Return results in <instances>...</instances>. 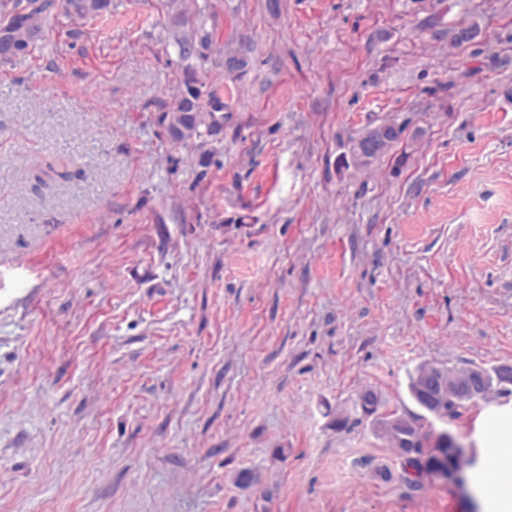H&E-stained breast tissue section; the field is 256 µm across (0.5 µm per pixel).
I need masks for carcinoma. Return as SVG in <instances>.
Listing matches in <instances>:
<instances>
[{"label":"carcinoma","instance_id":"obj_1","mask_svg":"<svg viewBox=\"0 0 512 512\" xmlns=\"http://www.w3.org/2000/svg\"><path fill=\"white\" fill-rule=\"evenodd\" d=\"M110 4L111 0H3L0 7L7 14V21L0 27V42L15 44V55L19 56L36 46L39 35L44 32L43 23L61 16L85 19L107 9ZM175 43L179 55L187 59L197 54L198 48L208 46L209 34L177 37ZM202 96V84L193 74H187L171 110L161 118L173 139L184 141L198 135L199 127L204 123ZM402 131L403 127L394 123L367 131L351 140L350 156H342L343 164L369 165L400 137ZM360 404L364 416L375 417L377 433L395 448L401 468L410 467L415 471L416 486H422L429 478L446 479L448 470L459 471L467 463L466 452L459 447L456 437L448 431L433 433L425 425V416L395 412L378 416L379 399L371 390L360 396Z\"/></svg>","mask_w":512,"mask_h":512}]
</instances>
